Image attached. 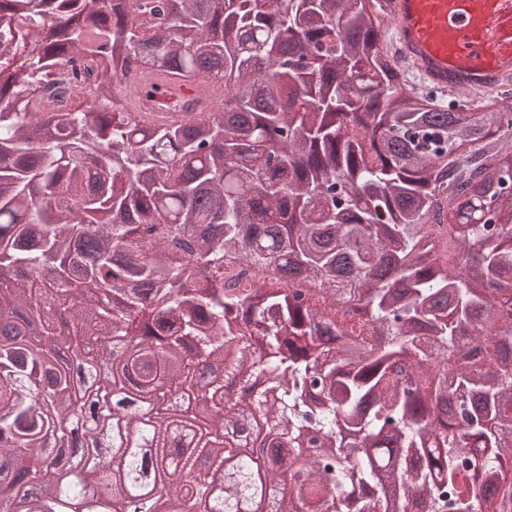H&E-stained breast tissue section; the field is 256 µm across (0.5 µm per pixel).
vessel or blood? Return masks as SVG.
<instances>
[{"instance_id": "1", "label": "vessel or blood", "mask_w": 512, "mask_h": 512, "mask_svg": "<svg viewBox=\"0 0 512 512\" xmlns=\"http://www.w3.org/2000/svg\"><path fill=\"white\" fill-rule=\"evenodd\" d=\"M394 42L417 76L489 94L512 80V0H395Z\"/></svg>"}]
</instances>
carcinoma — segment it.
<instances>
[{"label":"carcinoma","instance_id":"carcinoma-1","mask_svg":"<svg viewBox=\"0 0 512 512\" xmlns=\"http://www.w3.org/2000/svg\"><path fill=\"white\" fill-rule=\"evenodd\" d=\"M393 2L0 0V512L23 487V512H246L285 482L289 512H512V92L473 112L413 82ZM78 57L85 101L35 108ZM133 65L183 119L127 112ZM198 80L224 102L190 111ZM88 338L121 449L66 473L51 352ZM202 366L199 473L172 449ZM250 419L263 475L221 440Z\"/></svg>","mask_w":512,"mask_h":512}]
</instances>
